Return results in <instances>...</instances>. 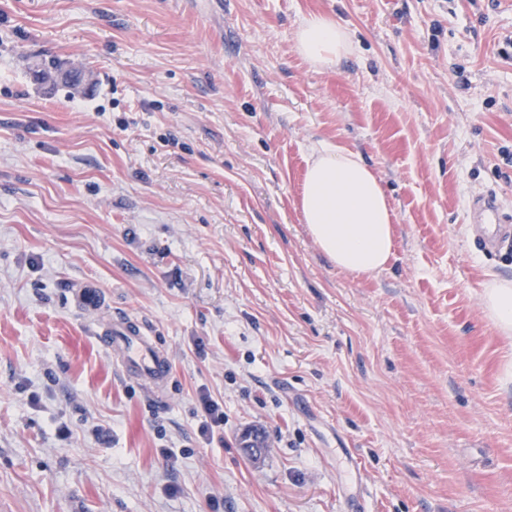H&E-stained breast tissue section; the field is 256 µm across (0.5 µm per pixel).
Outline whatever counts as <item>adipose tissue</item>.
<instances>
[{
	"mask_svg": "<svg viewBox=\"0 0 512 512\" xmlns=\"http://www.w3.org/2000/svg\"><path fill=\"white\" fill-rule=\"evenodd\" d=\"M292 40L296 52L322 70L336 67L351 48L346 27L325 14L305 16ZM300 208L312 240L339 270L369 276L389 261L392 212L378 177L360 155L328 143L313 145ZM482 304L500 333L512 338V281H486Z\"/></svg>",
	"mask_w": 512,
	"mask_h": 512,
	"instance_id": "obj_1",
	"label": "adipose tissue"
}]
</instances>
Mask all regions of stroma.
<instances>
[{"label":"stroma","mask_w":512,"mask_h":512,"mask_svg":"<svg viewBox=\"0 0 512 512\" xmlns=\"http://www.w3.org/2000/svg\"><path fill=\"white\" fill-rule=\"evenodd\" d=\"M314 12L349 31L331 70L291 41ZM321 141L393 210L375 276L302 221ZM487 191L512 212L496 0H0V512H512ZM118 317L168 352L163 394L103 342ZM201 405L200 435L206 440L213 438L214 428L224 424L223 406L214 400L207 392H201L199 396Z\"/></svg>","instance_id":"stroma-1"}]
</instances>
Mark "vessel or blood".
I'll return each instance as SVG.
<instances>
[{
	"mask_svg": "<svg viewBox=\"0 0 512 512\" xmlns=\"http://www.w3.org/2000/svg\"><path fill=\"white\" fill-rule=\"evenodd\" d=\"M471 214L485 226L481 237L484 248L512 246V217L505 215L496 195L475 198ZM108 342L119 355L124 374L157 391L164 387L171 373V360L136 322L123 319L114 323Z\"/></svg>",
	"mask_w": 512,
	"mask_h": 512,
	"instance_id": "obj_1",
	"label": "vessel or blood"
}]
</instances>
